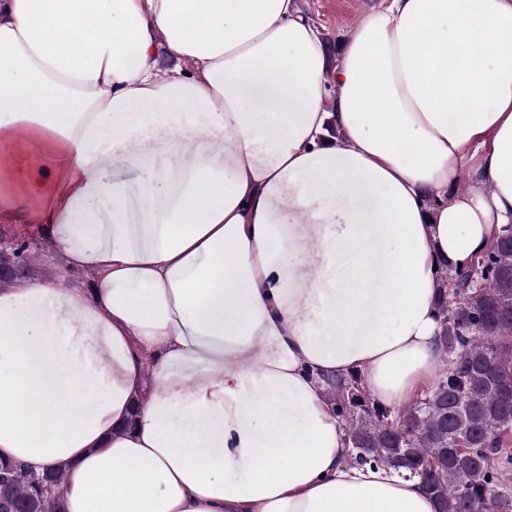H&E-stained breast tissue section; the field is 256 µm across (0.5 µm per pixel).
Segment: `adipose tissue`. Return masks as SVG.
Here are the masks:
<instances>
[{
    "label": "adipose tissue",
    "mask_w": 512,
    "mask_h": 512,
    "mask_svg": "<svg viewBox=\"0 0 512 512\" xmlns=\"http://www.w3.org/2000/svg\"><path fill=\"white\" fill-rule=\"evenodd\" d=\"M0 142V222L90 277L0 288L1 458L66 512H437L327 383L423 397L440 265L512 224V0H381L334 63L296 0H0Z\"/></svg>",
    "instance_id": "obj_1"
}]
</instances>
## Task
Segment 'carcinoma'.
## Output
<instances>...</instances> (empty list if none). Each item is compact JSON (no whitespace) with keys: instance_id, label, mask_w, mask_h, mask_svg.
I'll use <instances>...</instances> for the list:
<instances>
[{"instance_id":"carcinoma-1","label":"carcinoma","mask_w":512,"mask_h":512,"mask_svg":"<svg viewBox=\"0 0 512 512\" xmlns=\"http://www.w3.org/2000/svg\"><path fill=\"white\" fill-rule=\"evenodd\" d=\"M442 373L425 398L394 413L361 379L329 382L350 459L419 479L438 512H512V224L465 268L442 269ZM41 485L0 459V509L65 512L63 477Z\"/></svg>"}]
</instances>
